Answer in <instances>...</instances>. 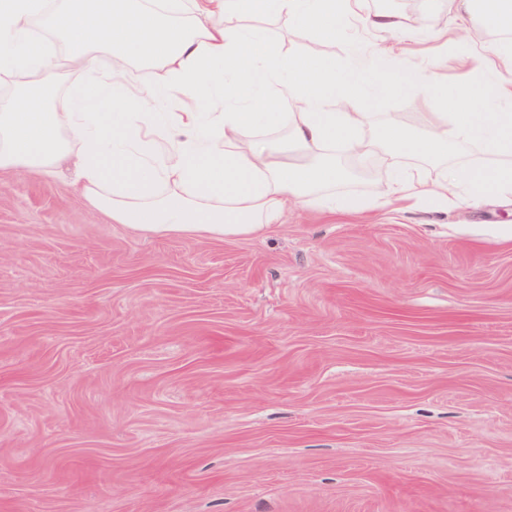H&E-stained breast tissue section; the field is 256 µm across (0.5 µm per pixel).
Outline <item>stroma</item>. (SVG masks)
I'll return each mask as SVG.
<instances>
[{"label":"stroma","mask_w":512,"mask_h":512,"mask_svg":"<svg viewBox=\"0 0 512 512\" xmlns=\"http://www.w3.org/2000/svg\"><path fill=\"white\" fill-rule=\"evenodd\" d=\"M402 15L392 67L439 64L435 84L364 111L408 124L443 94L481 97L501 41L460 66L440 31L452 0H364ZM251 26L278 56L313 36L287 17ZM476 143L405 170L440 179L486 164ZM257 237L149 236L77 191L75 157L52 175L0 170V512H512V200L396 211L372 202L386 159Z\"/></svg>","instance_id":"obj_1"}]
</instances>
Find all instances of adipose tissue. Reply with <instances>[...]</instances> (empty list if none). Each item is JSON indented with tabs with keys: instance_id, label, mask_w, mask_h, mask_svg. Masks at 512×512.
I'll return each instance as SVG.
<instances>
[{
	"instance_id": "obj_1",
	"label": "adipose tissue",
	"mask_w": 512,
	"mask_h": 512,
	"mask_svg": "<svg viewBox=\"0 0 512 512\" xmlns=\"http://www.w3.org/2000/svg\"><path fill=\"white\" fill-rule=\"evenodd\" d=\"M454 2L482 29L512 28V0ZM251 15L288 16L323 44L352 19L388 35L403 26L396 14L364 13L361 0H0V82L10 85L0 95V169L46 175L73 153L79 192L113 223L215 239L262 233L289 201L335 184L334 147L393 159L473 141L490 164L453 166L433 182L398 174L384 198L448 208L512 196V82L492 80L479 99L458 86L449 112L434 113L429 137L418 141L396 124L369 127L361 92L431 82L434 62L394 71L390 50L357 53L340 77L322 55L272 56L243 26ZM135 62L149 68L148 81L131 78ZM61 65L86 78L59 108L51 77ZM180 98L208 109L165 111ZM264 129L283 143L259 139ZM281 150L300 163L274 162Z\"/></svg>"
}]
</instances>
